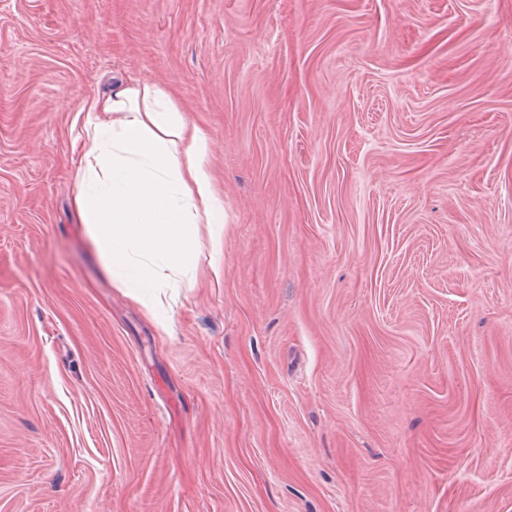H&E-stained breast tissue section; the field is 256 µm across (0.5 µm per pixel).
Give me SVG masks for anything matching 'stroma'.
<instances>
[{"label":"stroma","instance_id":"35a3bbf8","mask_svg":"<svg viewBox=\"0 0 512 512\" xmlns=\"http://www.w3.org/2000/svg\"><path fill=\"white\" fill-rule=\"evenodd\" d=\"M119 76L213 137L168 334L73 217ZM0 512H512V0H0Z\"/></svg>","mask_w":512,"mask_h":512}]
</instances>
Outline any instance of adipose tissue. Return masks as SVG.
Instances as JSON below:
<instances>
[{"mask_svg": "<svg viewBox=\"0 0 512 512\" xmlns=\"http://www.w3.org/2000/svg\"><path fill=\"white\" fill-rule=\"evenodd\" d=\"M80 111L76 220L113 283L170 331L180 275L197 274L205 253L209 281L223 277L224 202L209 129L146 79H114Z\"/></svg>", "mask_w": 512, "mask_h": 512, "instance_id": "ef3b65f1", "label": "adipose tissue"}]
</instances>
